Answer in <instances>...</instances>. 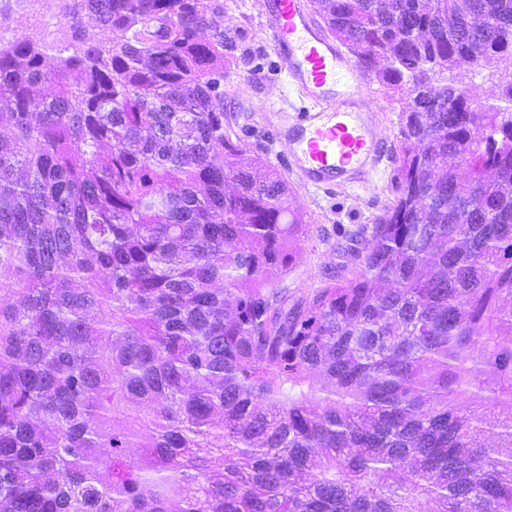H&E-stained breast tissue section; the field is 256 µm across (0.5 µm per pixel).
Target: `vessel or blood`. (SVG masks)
I'll list each match as a JSON object with an SVG mask.
<instances>
[{
    "mask_svg": "<svg viewBox=\"0 0 512 512\" xmlns=\"http://www.w3.org/2000/svg\"><path fill=\"white\" fill-rule=\"evenodd\" d=\"M286 73L302 99L292 120L276 129L287 144L289 170L307 187L333 190L361 183L385 155L384 139L364 105V76L303 0H273L265 21Z\"/></svg>",
    "mask_w": 512,
    "mask_h": 512,
    "instance_id": "vessel-or-blood-1",
    "label": "vessel or blood"
}]
</instances>
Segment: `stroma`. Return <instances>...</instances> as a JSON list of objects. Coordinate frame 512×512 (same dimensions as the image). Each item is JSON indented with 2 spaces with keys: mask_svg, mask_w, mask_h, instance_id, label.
<instances>
[{
  "mask_svg": "<svg viewBox=\"0 0 512 512\" xmlns=\"http://www.w3.org/2000/svg\"><path fill=\"white\" fill-rule=\"evenodd\" d=\"M268 0H224V117L238 142L264 164L275 167L293 189L292 209L301 213L308 234L299 244L292 272L278 285L289 302H299L329 276L354 263L337 228L350 231L375 224L397 194L400 156V103L373 75H366L365 101L379 122L389 155L365 183L336 190L304 187L284 163L286 148L272 134L295 100L281 62L266 36Z\"/></svg>",
  "mask_w": 512,
  "mask_h": 512,
  "instance_id": "1",
  "label": "stroma"
}]
</instances>
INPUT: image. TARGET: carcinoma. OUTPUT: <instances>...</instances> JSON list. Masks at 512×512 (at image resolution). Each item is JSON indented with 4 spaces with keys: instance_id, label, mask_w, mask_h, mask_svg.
I'll return each instance as SVG.
<instances>
[{
    "instance_id": "cac0c4a2",
    "label": "carcinoma",
    "mask_w": 512,
    "mask_h": 512,
    "mask_svg": "<svg viewBox=\"0 0 512 512\" xmlns=\"http://www.w3.org/2000/svg\"><path fill=\"white\" fill-rule=\"evenodd\" d=\"M0 46V512H512V0H312L403 101L397 195L308 227L224 128L223 0ZM121 40L83 37L85 20ZM497 73L495 76L489 74V70H481L480 73L468 74L465 82L471 89V94L476 101L490 100L499 93V74L512 72V54L506 53L500 57L495 65Z\"/></svg>"
}]
</instances>
